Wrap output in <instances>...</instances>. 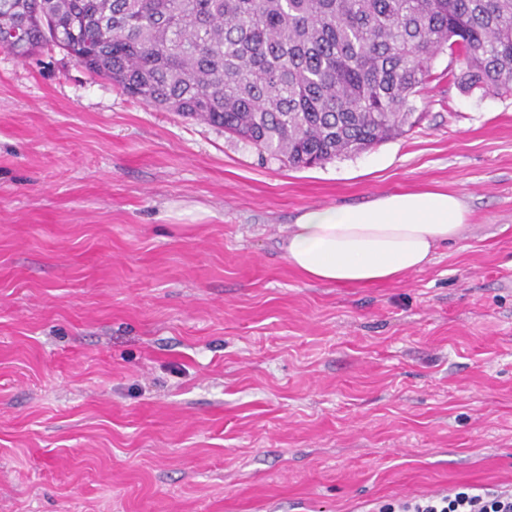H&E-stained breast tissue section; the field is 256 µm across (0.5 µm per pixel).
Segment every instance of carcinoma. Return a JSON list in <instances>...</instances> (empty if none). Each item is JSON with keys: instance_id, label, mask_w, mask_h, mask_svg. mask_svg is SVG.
<instances>
[{"instance_id": "cac0c4a2", "label": "carcinoma", "mask_w": 512, "mask_h": 512, "mask_svg": "<svg viewBox=\"0 0 512 512\" xmlns=\"http://www.w3.org/2000/svg\"><path fill=\"white\" fill-rule=\"evenodd\" d=\"M2 38L294 168L413 126L441 54L461 91L512 93V0H0Z\"/></svg>"}]
</instances>
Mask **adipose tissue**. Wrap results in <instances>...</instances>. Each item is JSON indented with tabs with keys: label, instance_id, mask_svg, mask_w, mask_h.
Listing matches in <instances>:
<instances>
[{
	"label": "adipose tissue",
	"instance_id": "1",
	"mask_svg": "<svg viewBox=\"0 0 512 512\" xmlns=\"http://www.w3.org/2000/svg\"><path fill=\"white\" fill-rule=\"evenodd\" d=\"M467 216L461 199L442 189L386 193L354 206L305 209L281 248L311 282L396 283L457 238Z\"/></svg>",
	"mask_w": 512,
	"mask_h": 512
}]
</instances>
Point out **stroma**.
<instances>
[{"label": "stroma", "instance_id": "1", "mask_svg": "<svg viewBox=\"0 0 512 512\" xmlns=\"http://www.w3.org/2000/svg\"><path fill=\"white\" fill-rule=\"evenodd\" d=\"M295 169L46 47L0 49V512H372L512 485V93ZM439 187L401 281L311 283L309 207Z\"/></svg>", "mask_w": 512, "mask_h": 512}]
</instances>
